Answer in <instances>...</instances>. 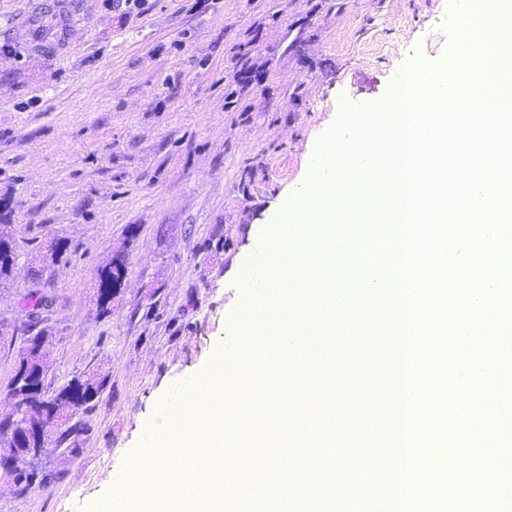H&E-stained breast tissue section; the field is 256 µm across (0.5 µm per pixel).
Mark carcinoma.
I'll return each mask as SVG.
<instances>
[{
  "mask_svg": "<svg viewBox=\"0 0 512 512\" xmlns=\"http://www.w3.org/2000/svg\"><path fill=\"white\" fill-rule=\"evenodd\" d=\"M67 251L66 240L54 239L46 246L43 261L55 264ZM14 255L12 225L0 224V282H5L11 277L15 262ZM126 275L127 262L122 255L112 256L98 272L95 283V302L101 314L104 315L110 311L112 297L119 292ZM22 303L28 309V316L33 317L37 310L46 304V301L39 291L33 290L24 295ZM46 340H48V334L43 330L38 344L28 345L21 351L11 381L10 398L14 401V406H24L23 421L27 430L35 436L33 440L27 437L11 438L7 455L17 461L19 473L16 476H6L5 487L14 494H21L35 485L31 480H23V475L28 472L31 463L28 449L44 447L43 437L48 427H59L77 410L93 407L107 386V377L99 374L90 375L85 379L76 377L54 397H45L40 381L44 376L45 363L42 349Z\"/></svg>",
  "mask_w": 512,
  "mask_h": 512,
  "instance_id": "1",
  "label": "carcinoma"
}]
</instances>
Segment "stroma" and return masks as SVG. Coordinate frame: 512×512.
Returning <instances> with one entry per match:
<instances>
[{
  "label": "stroma",
  "instance_id": "stroma-1",
  "mask_svg": "<svg viewBox=\"0 0 512 512\" xmlns=\"http://www.w3.org/2000/svg\"><path fill=\"white\" fill-rule=\"evenodd\" d=\"M0 0V222L17 243L14 280L0 287V417L30 321L19 301L47 300L38 328L44 392L78 376L107 375L94 407L47 433L38 468L46 483L25 495L0 493V512H99L130 502L116 480L150 453V437L172 428L191 388L224 360L223 404L237 411L243 380L236 336L279 340L285 331L261 300V282L240 281L277 243L279 206L308 188L317 145L344 108L372 111L402 83L408 66L442 67L462 40L459 0H65L62 40L32 53L18 28L35 4ZM369 195L321 217L309 234L332 250L309 278L291 283L294 313L320 311L322 330L298 347L304 367L331 389L321 403L299 388L255 389L249 412L264 471L222 512L263 502L287 482L282 512H392L388 458L392 422L382 395L393 383L388 316L366 264L378 234L365 230ZM67 240L55 264L50 240ZM124 255L127 276L107 315L97 311V270ZM490 383L495 401L483 444L457 475L497 469L512 424V391ZM327 470L328 491L307 498L306 474Z\"/></svg>",
  "mask_w": 512,
  "mask_h": 512
}]
</instances>
